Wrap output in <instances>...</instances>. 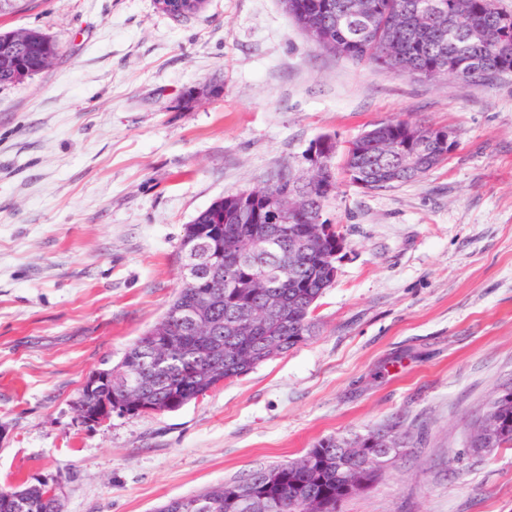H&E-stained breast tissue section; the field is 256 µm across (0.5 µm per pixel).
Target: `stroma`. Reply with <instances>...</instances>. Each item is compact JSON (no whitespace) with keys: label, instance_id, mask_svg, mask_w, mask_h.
Returning a JSON list of instances; mask_svg holds the SVG:
<instances>
[{"label":"stroma","instance_id":"stroma-1","mask_svg":"<svg viewBox=\"0 0 512 512\" xmlns=\"http://www.w3.org/2000/svg\"><path fill=\"white\" fill-rule=\"evenodd\" d=\"M56 42L0 87V487L64 512H156L321 439L403 448L340 512H512V447L473 452L512 382V73L430 80L317 48L282 0H31L0 30ZM400 118L452 131L416 181L347 183L346 146ZM334 136L346 248L312 336L178 410L89 427L75 401L163 316L186 224ZM158 8L175 19H183L202 11L208 0H155ZM34 31L38 33V35L40 36V40L34 44V47L30 51L28 63L36 66V69H34L35 75L41 72L39 67L40 61L47 63L46 67H49L50 65H52L54 60L57 59L60 52L59 47L52 39H50V37H48L40 30ZM26 489L28 493V507L21 509L15 506L14 501L11 499L10 491L12 487L0 488V512H56L54 489L47 484L38 483L21 486ZM6 501L7 504H6Z\"/></svg>","mask_w":512,"mask_h":512}]
</instances>
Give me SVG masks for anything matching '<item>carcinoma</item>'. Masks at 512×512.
Instances as JSON below:
<instances>
[{"label":"carcinoma","instance_id":"obj_1","mask_svg":"<svg viewBox=\"0 0 512 512\" xmlns=\"http://www.w3.org/2000/svg\"><path fill=\"white\" fill-rule=\"evenodd\" d=\"M469 10L458 16L454 24L461 28L474 21L491 25L495 18L507 12L498 0H467ZM286 10L300 13L297 21L312 23L323 31L320 48L357 62L379 64L382 46L390 44L392 53L386 63L398 69H420L435 73V78L452 76L466 81L497 78L512 72V31L493 34L487 42L476 44L456 39L450 29L448 14L452 0H365L375 17L372 25H363L353 14L355 0H283ZM29 53L28 63L52 65L59 56V47L43 32ZM450 53L466 61L465 68L448 72L443 58ZM411 122L393 118L379 121L353 141L346 155L345 167L365 166L373 176L370 190L394 187L387 182L383 170L395 162V156L380 151L386 141H404ZM416 157L429 173L448 159L437 145L420 141L413 148ZM284 196L302 194L309 197L310 208L324 211L328 198L319 187L300 182L290 170H283L270 187L249 191L245 216L237 214L241 196L238 193L215 201L185 226L183 238H189L194 228L222 224L219 237H209L210 247L222 250L220 258L205 272L198 288H180L160 323L166 325L171 347L165 350V360L155 357L157 337L149 329L125 351L121 361L112 367V385L93 390L82 387L77 401L89 399L94 404L107 402L117 415L135 417L141 411L131 409L122 398V388L130 380L139 386L140 398L151 405L153 412L174 411L184 404L205 396L227 380L241 377L267 360L264 352L268 340L274 338L281 353L306 341L312 333V314L318 300L332 283L327 278V262L336 253V231L323 235L312 233L311 212L283 215L274 225L269 224L263 209V199L270 189ZM275 229L277 236L251 247L250 260L236 261L230 243L258 240L265 231ZM311 240L307 261L294 267L286 263L288 248L294 241ZM234 268L242 279L254 276L259 270L270 273L266 288H226L224 272ZM282 300L285 315L273 327L259 322L246 335L229 333L225 324L229 317L244 308L258 309L268 293ZM209 299L211 328L209 334L194 333L181 319L183 313ZM486 413L499 422L496 436L480 432L471 435L470 447L479 452L487 448L512 447V388L498 393ZM381 432H371L352 442L328 437L320 440L307 452L315 467L305 470L300 460L259 467L245 475L212 487L190 497L174 498L160 506L157 512H193L189 505L201 501L206 512H251L249 493L265 495L267 512H303L306 499H322L325 512H337V506L349 497L345 492L346 476L358 473L367 482L376 479L378 471L366 468L369 458L381 451ZM280 474L279 483L268 485L267 474ZM28 507L21 509L11 500L12 488H0V512H55L54 489L44 483L24 486Z\"/></svg>","mask_w":512,"mask_h":512}]
</instances>
